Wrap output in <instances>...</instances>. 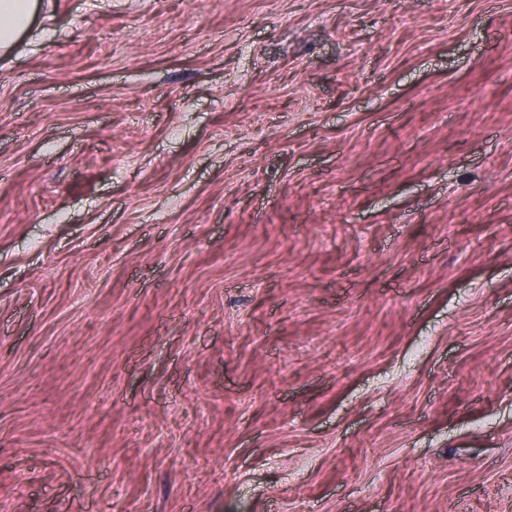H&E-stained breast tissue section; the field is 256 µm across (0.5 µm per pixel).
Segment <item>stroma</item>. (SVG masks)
<instances>
[{"mask_svg": "<svg viewBox=\"0 0 512 512\" xmlns=\"http://www.w3.org/2000/svg\"><path fill=\"white\" fill-rule=\"evenodd\" d=\"M0 512H512V11L42 0Z\"/></svg>", "mask_w": 512, "mask_h": 512, "instance_id": "obj_1", "label": "stroma"}]
</instances>
